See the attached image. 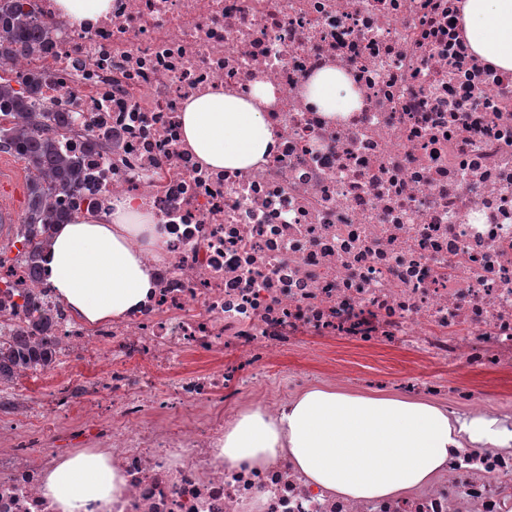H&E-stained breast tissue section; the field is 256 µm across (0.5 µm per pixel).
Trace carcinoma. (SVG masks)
I'll use <instances>...</instances> for the list:
<instances>
[{"instance_id": "carcinoma-1", "label": "carcinoma", "mask_w": 512, "mask_h": 512, "mask_svg": "<svg viewBox=\"0 0 512 512\" xmlns=\"http://www.w3.org/2000/svg\"><path fill=\"white\" fill-rule=\"evenodd\" d=\"M33 0H0V62L38 52L41 34ZM42 78L28 73L15 81L0 79V153L17 157L27 172V205L20 218L17 250L35 263L55 226L66 224L72 213L58 204L60 196L76 193L82 185L80 163L59 151L53 112L40 99ZM46 351L39 342L0 347V373L10 363H37Z\"/></svg>"}]
</instances>
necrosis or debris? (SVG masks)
Here are the masks:
<instances>
[{
  "instance_id": "obj_1",
  "label": "necrosis or debris",
  "mask_w": 512,
  "mask_h": 512,
  "mask_svg": "<svg viewBox=\"0 0 512 512\" xmlns=\"http://www.w3.org/2000/svg\"><path fill=\"white\" fill-rule=\"evenodd\" d=\"M461 0H112L87 28L35 0L43 76L85 184L62 206L132 198L165 232L139 310L94 326L56 298L46 266L0 269V344L54 311L57 381L0 385V512H59L43 487L77 452L117 475L99 512H512V448L469 446L407 495L352 500L288 452L230 467L224 433L277 416L335 345L412 356L386 375L460 415L512 419V70L470 49ZM346 73L360 109L308 102L318 69ZM276 90L281 132L262 167L202 164L188 100Z\"/></svg>"
}]
</instances>
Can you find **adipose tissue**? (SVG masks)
I'll return each mask as SVG.
<instances>
[{
	"instance_id": "1",
	"label": "adipose tissue",
	"mask_w": 512,
	"mask_h": 512,
	"mask_svg": "<svg viewBox=\"0 0 512 512\" xmlns=\"http://www.w3.org/2000/svg\"><path fill=\"white\" fill-rule=\"evenodd\" d=\"M466 37L474 53L512 70V0H464ZM324 116H345L360 101L350 80L333 68L318 70L306 87ZM271 85L248 94L210 92L192 98L182 115L185 141L204 165L239 171L267 162L280 138L263 108ZM163 231L153 214L128 198L108 213L82 211L59 225L45 253L49 283L75 317L95 325L142 306L155 286L148 249H160ZM512 447V427L499 416L460 417L429 402L311 387L288 400L276 419L242 414L224 434L227 465L255 464L288 450L313 482L344 496H394L431 482L450 454L468 445ZM116 474L100 457L76 454L50 472L48 495L62 512H92L108 502Z\"/></svg>"
}]
</instances>
